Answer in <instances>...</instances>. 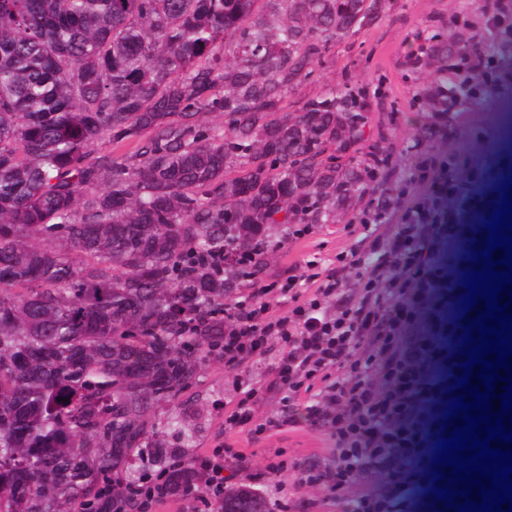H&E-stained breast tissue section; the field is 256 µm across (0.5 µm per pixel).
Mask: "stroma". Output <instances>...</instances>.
<instances>
[{"mask_svg":"<svg viewBox=\"0 0 512 512\" xmlns=\"http://www.w3.org/2000/svg\"><path fill=\"white\" fill-rule=\"evenodd\" d=\"M426 33L443 34L451 74L465 72L468 50L478 42L507 82L506 88L484 105L469 99L462 105L473 129L466 145V173L455 197V208L465 221L470 217L473 197L482 189L470 174L498 148L503 133L501 117L512 114V0H388L376 22L338 43L311 76L290 90L281 113L295 115L309 100L344 88L364 91L368 103L366 139L357 149L341 154L339 161L357 165L365 162L369 151L379 149L391 154L392 163L382 183L373 187V195L407 183L420 154H441L451 145L450 140L439 137L419 138L422 127L448 122L447 117L423 107L429 90L441 77L438 63L427 58L419 67L410 65V56L418 52L420 37ZM364 203V198L354 197L337 208L333 223L317 225L302 259H328L348 249L352 239L341 228ZM260 372V364L254 361L229 371L223 361L209 357L179 399L158 411L163 418L181 416L192 432V443L170 432L161 440L163 447L188 460L214 448L223 428L224 409L236 394V379L254 381ZM238 444L246 448L251 468L264 467L275 456L288 464L287 469L268 475L259 488L267 512H279L280 506L291 500L305 512L309 502L324 498L323 490L299 487L296 468L309 457L329 460L331 443L322 432L286 427L258 440L242 433Z\"/></svg>","mask_w":512,"mask_h":512,"instance_id":"obj_1","label":"stroma"}]
</instances>
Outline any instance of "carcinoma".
Listing matches in <instances>:
<instances>
[{"mask_svg":"<svg viewBox=\"0 0 512 512\" xmlns=\"http://www.w3.org/2000/svg\"><path fill=\"white\" fill-rule=\"evenodd\" d=\"M260 2L0 0V512H137L145 452L191 486L192 462L160 449L167 428L190 435L155 411L220 352L272 230L330 223L357 185L336 153L365 138L360 92L278 112L385 0H280L278 24ZM106 140L134 162L96 153ZM226 249L250 263L220 277L205 258ZM462 256L435 284L438 370ZM438 385L419 402L443 405ZM224 512L264 499L229 488Z\"/></svg>","mask_w":512,"mask_h":512,"instance_id":"obj_1","label":"carcinoma"}]
</instances>
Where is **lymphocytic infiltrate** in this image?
I'll return each instance as SVG.
<instances>
[{
    "mask_svg": "<svg viewBox=\"0 0 512 512\" xmlns=\"http://www.w3.org/2000/svg\"><path fill=\"white\" fill-rule=\"evenodd\" d=\"M459 171L452 151L418 159L410 180L422 193L412 197L401 187L369 201L344 227L354 238L349 249L327 261L294 263L271 286L262 275L247 278L224 305V367L262 362L280 411L258 419L256 389L238 381L242 395L224 414L221 442L194 462L196 484L175 491L160 477L139 485L141 512L192 497L203 512H222L228 480L258 484L284 468L279 461L263 472L248 469L234 435L256 439L286 425L325 432L332 442L327 463L299 472V487L328 488L320 512H397L429 461L430 430L411 415L418 397L411 330L433 284V245L458 221L445 203L456 193ZM273 296L278 305L270 304ZM404 452L411 467L396 482L388 468Z\"/></svg>",
    "mask_w": 512,
    "mask_h": 512,
    "instance_id": "lymphocytic-infiltrate-1",
    "label": "lymphocytic infiltrate"
}]
</instances>
